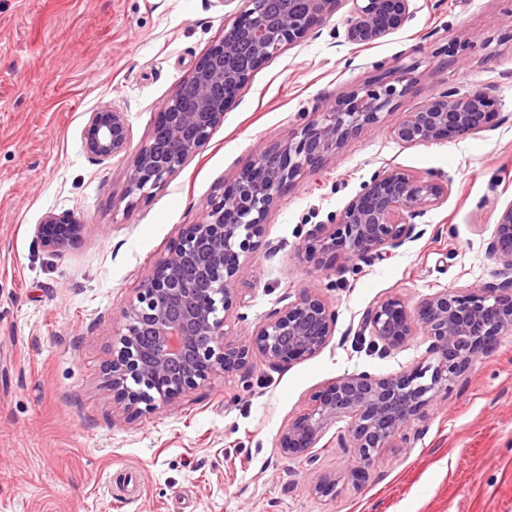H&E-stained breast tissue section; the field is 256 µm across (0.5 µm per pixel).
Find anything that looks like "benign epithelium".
Segmentation results:
<instances>
[{
	"label": "benign epithelium",
	"mask_w": 512,
	"mask_h": 512,
	"mask_svg": "<svg viewBox=\"0 0 512 512\" xmlns=\"http://www.w3.org/2000/svg\"><path fill=\"white\" fill-rule=\"evenodd\" d=\"M349 2L346 39L351 43H372L401 30L411 17L410 0ZM243 3L239 15L224 26V37L164 103L135 150L126 178L128 205L163 187L223 123L226 105L250 74L285 45L305 38L338 0H303L302 9L290 4L273 17L264 0ZM410 88L404 75L380 76L342 95L287 143L258 150L252 163L212 198L201 221L179 227L168 252L122 309L123 327L112 342L106 375L112 402L127 420L174 404L218 374L238 373L256 357L284 366L329 344L335 310L308 288L246 336L231 340L226 326L233 313L244 318L242 285L249 281L253 254L264 245L269 212L298 178L322 169L350 137L380 126L384 112ZM500 112L498 99L484 89L450 90L427 99L392 135L410 147L452 142L495 127ZM82 141L101 162L127 153L126 113L115 105L98 106L88 113ZM450 185L445 176H417L400 168L377 171L329 223L305 233L295 254L319 271L338 266L359 271L414 238V219L440 205ZM83 229L68 213L48 212L35 225V234L44 248L63 253L78 244ZM488 250L500 265L498 283L466 291L442 289L412 309L399 296L370 307L357 336L369 339L372 351L386 355L421 332L430 340L427 356L394 377L361 372L315 392L281 434V453L309 452L341 418L348 419L350 445L367 465L379 449L396 441L407 444L423 410L450 390L495 337L512 334V203L499 212ZM339 481L336 474H326L312 491L325 496Z\"/></svg>",
	"instance_id": "benign-epithelium-1"
}]
</instances>
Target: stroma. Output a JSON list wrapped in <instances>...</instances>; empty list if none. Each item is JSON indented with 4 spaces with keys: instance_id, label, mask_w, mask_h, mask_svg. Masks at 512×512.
I'll use <instances>...</instances> for the list:
<instances>
[{
    "instance_id": "1",
    "label": "stroma",
    "mask_w": 512,
    "mask_h": 512,
    "mask_svg": "<svg viewBox=\"0 0 512 512\" xmlns=\"http://www.w3.org/2000/svg\"><path fill=\"white\" fill-rule=\"evenodd\" d=\"M239 0H0V512H512V335L492 346L415 421L408 447L383 448L365 475L332 425L312 456L279 438L309 397L345 375L390 377L429 346L416 335L386 356L356 335L363 313L398 295L484 286L500 210L512 203V0H411L412 19L370 44L345 40L349 0L253 71L207 143L151 197L126 205L130 159L99 163L81 133L114 104L131 144L149 135ZM465 43L463 54H449ZM410 70V91L380 128L350 138L285 193L265 226L276 255L251 261L247 335L299 289L336 312L331 342L287 366L254 359L134 423L112 407L104 367L120 312L180 225L265 146L286 143L315 113L376 75ZM490 90L506 121L454 142L407 147L391 129L431 96ZM444 174L447 198L416 221L418 239L360 273L321 272L294 253L300 233L340 211L375 171ZM83 224L81 242L46 251L47 212ZM342 480L333 495L311 487Z\"/></svg>"
}]
</instances>
